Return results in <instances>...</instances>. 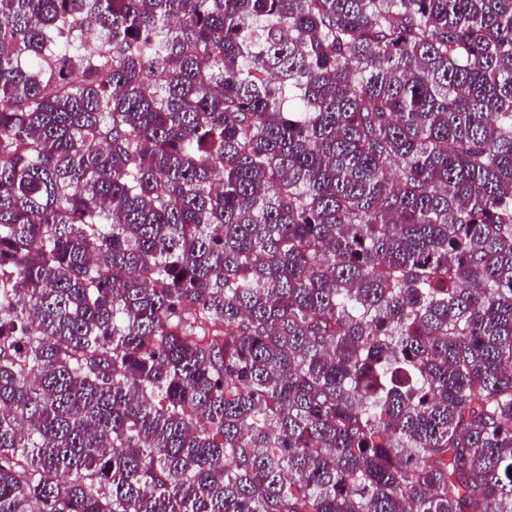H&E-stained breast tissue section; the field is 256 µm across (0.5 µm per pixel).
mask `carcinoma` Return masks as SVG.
Segmentation results:
<instances>
[{
	"label": "carcinoma",
	"mask_w": 512,
	"mask_h": 512,
	"mask_svg": "<svg viewBox=\"0 0 512 512\" xmlns=\"http://www.w3.org/2000/svg\"><path fill=\"white\" fill-rule=\"evenodd\" d=\"M512 0H0V512H512Z\"/></svg>",
	"instance_id": "obj_1"
}]
</instances>
